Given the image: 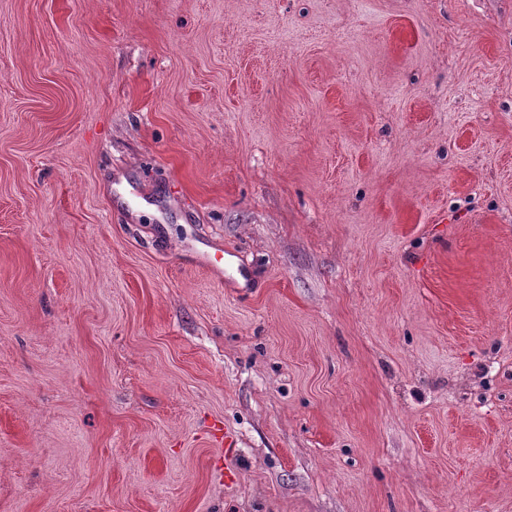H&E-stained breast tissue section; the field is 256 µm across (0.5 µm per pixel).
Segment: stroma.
<instances>
[{
    "instance_id": "1",
    "label": "stroma",
    "mask_w": 512,
    "mask_h": 512,
    "mask_svg": "<svg viewBox=\"0 0 512 512\" xmlns=\"http://www.w3.org/2000/svg\"><path fill=\"white\" fill-rule=\"evenodd\" d=\"M0 512H512V0H0Z\"/></svg>"
}]
</instances>
